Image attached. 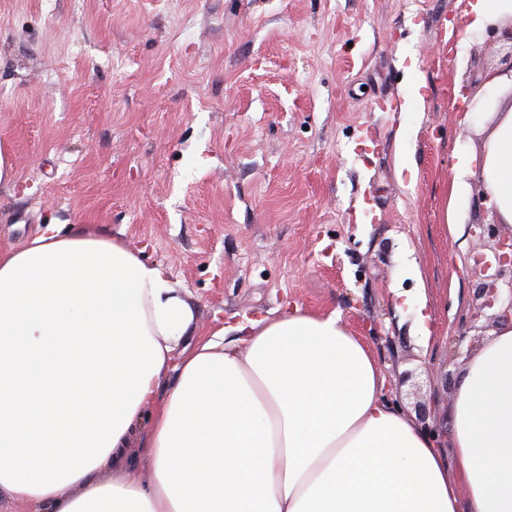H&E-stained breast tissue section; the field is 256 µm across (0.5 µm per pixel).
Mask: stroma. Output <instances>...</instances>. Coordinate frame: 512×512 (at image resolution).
I'll return each instance as SVG.
<instances>
[{
	"label": "stroma",
	"mask_w": 512,
	"mask_h": 512,
	"mask_svg": "<svg viewBox=\"0 0 512 512\" xmlns=\"http://www.w3.org/2000/svg\"><path fill=\"white\" fill-rule=\"evenodd\" d=\"M467 25L456 0H0V249L49 224L121 238L191 305L185 354L340 312L450 445L452 352L498 327L476 260L512 233L476 182L445 224L485 128L449 104L487 95L508 45Z\"/></svg>",
	"instance_id": "stroma-1"
}]
</instances>
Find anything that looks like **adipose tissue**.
I'll return each mask as SVG.
<instances>
[{"instance_id":"1","label":"adipose tissue","mask_w":512,"mask_h":512,"mask_svg":"<svg viewBox=\"0 0 512 512\" xmlns=\"http://www.w3.org/2000/svg\"><path fill=\"white\" fill-rule=\"evenodd\" d=\"M458 4L471 32L512 22V0ZM455 171L446 224L474 178L512 224V106L492 105L479 168ZM192 322L163 266L92 225L0 251V496L27 512H512V323L463 367L445 449L340 314L297 307L174 360Z\"/></svg>"}]
</instances>
